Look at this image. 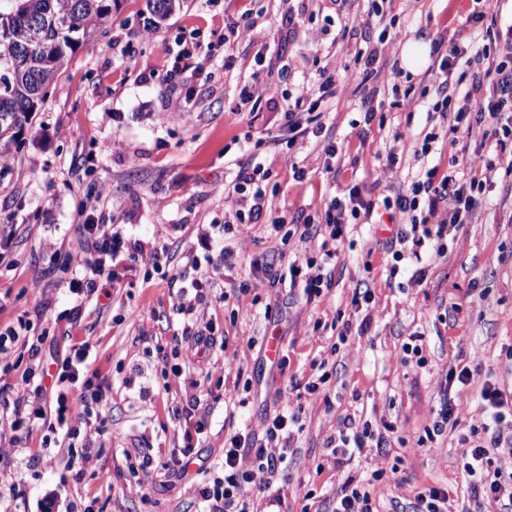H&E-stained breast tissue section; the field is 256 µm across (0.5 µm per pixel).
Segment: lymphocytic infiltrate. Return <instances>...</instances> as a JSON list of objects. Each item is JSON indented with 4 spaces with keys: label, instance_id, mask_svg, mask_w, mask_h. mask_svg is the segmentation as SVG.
Segmentation results:
<instances>
[{
    "label": "lymphocytic infiltrate",
    "instance_id": "1",
    "mask_svg": "<svg viewBox=\"0 0 512 512\" xmlns=\"http://www.w3.org/2000/svg\"><path fill=\"white\" fill-rule=\"evenodd\" d=\"M473 2L475 8L466 18V28L459 30L456 39L449 43L439 64L444 73L461 65L483 68L482 79L464 91L462 104L453 113V136L448 149L457 151L461 137L478 135L494 143V150L479 160L465 161L466 171L462 174L453 170L442 175L434 166L418 172L407 190L384 196L378 203L365 198L359 186H351L343 196L330 200L324 223L296 225L299 242L315 239L320 242V258L307 256L295 260L288 268L289 287L301 290L306 301H313L330 288L331 274L325 266L336 258L347 225L370 221L379 205L403 216L402 224L388 243L395 262L391 274H398V262L407 259L413 265L412 283L423 284L426 251L446 255L450 229L469 223L485 202L486 191L496 173L512 177V154L503 150L506 140H512V28L495 37L493 45L482 44L470 27L482 22L487 13L480 8L482 0ZM334 86V76L324 72L314 81L299 86L286 114L289 146L299 145L309 136L323 132L321 105ZM268 177L267 169L255 163L240 169L234 179L219 187V195L232 205L225 224H254L267 210L274 214L273 231H280L286 225V216L279 214L277 203L267 193ZM81 234L86 250L69 258L78 277V289L91 293L102 283L116 287L118 269L130 258L127 238L113 225L89 220L82 224ZM89 355L88 344H75L57 361L51 376L56 387L54 404H47L40 391H27V384L36 376L32 370L23 377L24 387L12 401L0 396V407H8L10 411L9 416H0V440L6 438L15 444L21 432L33 430L72 437L78 435V425H86L80 449H69L65 461L66 469L82 472L90 459L91 448L98 444L99 432L94 425L111 405L106 388L93 383ZM477 374V368L465 364L449 366L437 417L432 427L426 429V436L456 426L462 391L473 383ZM74 387L79 394L72 399L68 393ZM480 407L479 425L460 437L465 447L462 468L470 488V502L460 512H512V475L491 469L495 455L502 451L512 453V392L503 391L492 380H484ZM297 422V416L284 410L268 417L264 426L266 443L256 450L255 464L250 469L240 464L249 435L239 432L225 435L221 461L224 476L204 487L198 512H259L254 500L247 497V489L256 474L275 473L287 462ZM396 433L394 422L384 420L375 425L347 416L329 442L330 455L339 464L351 460L368 443H375L379 448L386 446ZM387 489L388 482L380 472L373 473L371 481L365 483L347 479L336 497L333 512H375L374 499L384 496Z\"/></svg>",
    "mask_w": 512,
    "mask_h": 512
}]
</instances>
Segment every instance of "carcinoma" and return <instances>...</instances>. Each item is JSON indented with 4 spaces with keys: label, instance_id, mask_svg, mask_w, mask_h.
<instances>
[{
    "label": "carcinoma",
    "instance_id": "carcinoma-1",
    "mask_svg": "<svg viewBox=\"0 0 512 512\" xmlns=\"http://www.w3.org/2000/svg\"><path fill=\"white\" fill-rule=\"evenodd\" d=\"M182 0H145L150 24ZM121 0H0V143L17 139L94 29Z\"/></svg>",
    "mask_w": 512,
    "mask_h": 512
}]
</instances>
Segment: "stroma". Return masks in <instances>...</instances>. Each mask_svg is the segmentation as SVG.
I'll return each instance as SVG.
<instances>
[{
    "mask_svg": "<svg viewBox=\"0 0 512 512\" xmlns=\"http://www.w3.org/2000/svg\"><path fill=\"white\" fill-rule=\"evenodd\" d=\"M144 0H123L119 10L72 56L19 143L0 164V329L25 320L38 343L41 366L75 343L90 346L91 369L110 390L112 409L102 426L89 473L74 481L60 457L66 447H47L32 431L11 455L25 474L14 492L0 494V512H38L53 493L58 512H196L204 479L199 468L224 454V436L245 427L261 431L267 415L286 408L299 418L295 454L271 483L284 497L282 512H330L329 502L347 477L387 473L384 512H409L420 487L446 488L467 498L460 433L480 420L479 384L464 391L455 429L425 440L439 407L440 382L450 365L480 366L501 389L512 391V182L498 180L471 223L448 237L446 256L429 255L422 285L409 272L391 275L383 247L394 222L381 217L346 227L332 285L312 302L286 285L256 283L239 293L242 275L217 270L206 299L221 343L209 354L182 350V377L162 368L177 341L194 332V316L172 310L181 279L194 276L202 257L198 225L224 221V201L214 189L249 164L260 162L271 177L281 208L294 218L320 221L314 204L328 203L352 185L402 187L421 167L447 171L452 158L441 138L449 131L434 106L469 87L474 70H455L448 81L434 73L438 37L453 34L467 14L453 0H387L394 26L383 31L371 0H185L164 24L146 29ZM248 14L242 38L223 39L224 19ZM423 63L411 73L403 64L409 45ZM380 48L377 71L367 76L358 52ZM192 59H181L182 50ZM204 60L210 74L194 71ZM336 75L344 105L331 112L323 139L302 149L288 146L284 114L288 97L320 70ZM252 86L255 105L241 102ZM410 90L420 108L396 105L395 89ZM376 118L365 122L366 108ZM440 135L428 156L424 136ZM338 148L335 174L323 169L324 145ZM400 168L382 174L388 148ZM302 179H294V170ZM110 194L93 214L82 203L92 187ZM116 225L131 240L168 249L156 270L136 264L124 285L81 296L71 273L61 270L78 248L85 219ZM270 215L233 226L227 235L243 262L261 259L287 269L296 243L272 234ZM369 289L371 323L350 301ZM423 336L426 367L405 360L411 334ZM276 340L280 355L268 357ZM323 363L330 379L315 395L306 387ZM195 380L206 405L207 430L185 474L167 478L156 470L177 449L187 380ZM240 382L239 412L224 410V392ZM394 421L397 435L383 448L367 447L350 462L326 465L327 439L345 415ZM154 467L141 469L140 452Z\"/></svg>",
    "mask_w": 512,
    "mask_h": 512,
    "instance_id": "stroma-1",
    "label": "stroma"
}]
</instances>
